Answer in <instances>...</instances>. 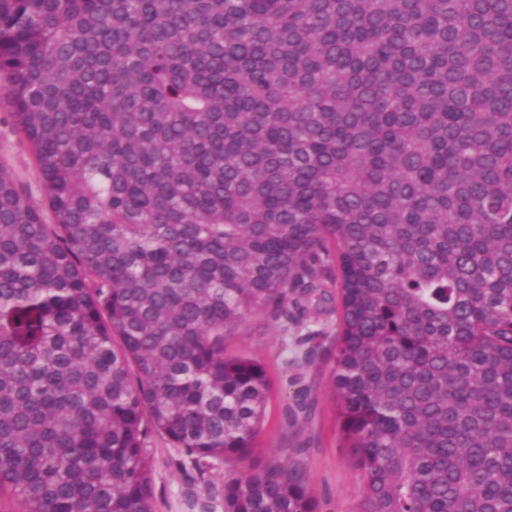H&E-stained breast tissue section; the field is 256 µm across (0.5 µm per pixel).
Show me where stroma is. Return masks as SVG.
<instances>
[{"mask_svg": "<svg viewBox=\"0 0 512 512\" xmlns=\"http://www.w3.org/2000/svg\"><path fill=\"white\" fill-rule=\"evenodd\" d=\"M0 169L11 174L31 202L49 215L31 147L16 130L7 104H0ZM316 332V342L304 340ZM339 331L336 311H311L306 328L282 327L260 315L228 339L226 352L260 361L269 379L261 431L244 459L211 462L205 469L173 448L160 434L147 441L154 478L155 512H224L221 492L227 474L277 459L300 464L317 512H362L359 471L341 428L339 403L331 388V352ZM305 393L307 415L293 416L297 393Z\"/></svg>", "mask_w": 512, "mask_h": 512, "instance_id": "1", "label": "stroma"}]
</instances>
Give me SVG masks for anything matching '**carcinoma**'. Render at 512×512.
Returning <instances> with one entry per match:
<instances>
[{
	"mask_svg": "<svg viewBox=\"0 0 512 512\" xmlns=\"http://www.w3.org/2000/svg\"><path fill=\"white\" fill-rule=\"evenodd\" d=\"M0 89L53 217L0 169V494L154 512L151 433L259 434L225 340L338 296L363 512H512V0H0Z\"/></svg>",
	"mask_w": 512,
	"mask_h": 512,
	"instance_id": "cac0c4a2",
	"label": "carcinoma"
}]
</instances>
